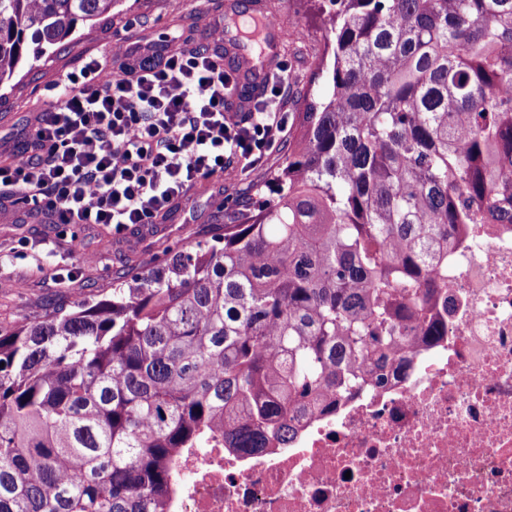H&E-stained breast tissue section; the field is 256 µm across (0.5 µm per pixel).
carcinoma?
Masks as SVG:
<instances>
[{"instance_id":"cac0c4a2","label":"carcinoma","mask_w":512,"mask_h":512,"mask_svg":"<svg viewBox=\"0 0 512 512\" xmlns=\"http://www.w3.org/2000/svg\"><path fill=\"white\" fill-rule=\"evenodd\" d=\"M120 0H0V86ZM327 87L270 199L162 271L0 325V512H167L178 460L284 448L448 333V246L512 224V0H303Z\"/></svg>"}]
</instances>
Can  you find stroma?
<instances>
[{
    "label": "stroma",
    "instance_id": "stroma-1",
    "mask_svg": "<svg viewBox=\"0 0 512 512\" xmlns=\"http://www.w3.org/2000/svg\"><path fill=\"white\" fill-rule=\"evenodd\" d=\"M240 12V24L251 12L274 17L271 36L275 65L285 67L289 92L285 112L295 114L305 98L322 87L311 84L319 28L307 36L298 31L306 19L298 0H123L112 14L77 32L69 41L26 65L7 89L0 91V166L32 139L37 113L54 99L51 81L72 72L88 57L120 69L113 43L133 41L160 51L165 47L212 48V28L226 15ZM288 159L287 141L277 142L261 167L243 172L231 164L223 173L199 180L174 206L166 221L115 234L105 224H45L24 212L0 215V320L22 324L48 313L50 306L70 307L109 294L112 284L132 274L153 270L197 241L230 223L242 205L265 189L270 171ZM79 237L82 254L71 251Z\"/></svg>",
    "mask_w": 512,
    "mask_h": 512
}]
</instances>
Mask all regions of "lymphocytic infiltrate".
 Instances as JSON below:
<instances>
[{
    "mask_svg": "<svg viewBox=\"0 0 512 512\" xmlns=\"http://www.w3.org/2000/svg\"><path fill=\"white\" fill-rule=\"evenodd\" d=\"M127 42L113 56L137 58L121 72L89 60L54 82L31 146L0 167V204L51 224H109L116 233L157 224L203 177L238 158L245 171L288 132L284 72L270 74L250 112L234 116L235 86L220 54L170 48L162 61Z\"/></svg>",
    "mask_w": 512,
    "mask_h": 512,
    "instance_id": "obj_1",
    "label": "lymphocytic infiltrate"
}]
</instances>
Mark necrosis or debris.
Instances as JSON below:
<instances>
[{
  "label": "necrosis or debris",
  "instance_id": "1",
  "mask_svg": "<svg viewBox=\"0 0 512 512\" xmlns=\"http://www.w3.org/2000/svg\"><path fill=\"white\" fill-rule=\"evenodd\" d=\"M448 334L245 455L212 435L178 460L168 512H512V224H466L448 255Z\"/></svg>",
  "mask_w": 512,
  "mask_h": 512
}]
</instances>
